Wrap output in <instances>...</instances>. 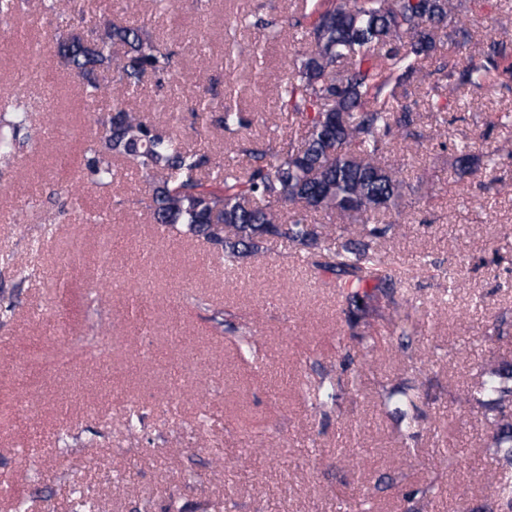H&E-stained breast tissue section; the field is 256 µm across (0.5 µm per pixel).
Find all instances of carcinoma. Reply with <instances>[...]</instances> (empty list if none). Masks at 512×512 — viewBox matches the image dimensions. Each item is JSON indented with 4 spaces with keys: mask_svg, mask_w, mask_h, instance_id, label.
<instances>
[{
    "mask_svg": "<svg viewBox=\"0 0 512 512\" xmlns=\"http://www.w3.org/2000/svg\"><path fill=\"white\" fill-rule=\"evenodd\" d=\"M313 21L305 31L307 49L288 63L280 80V99L287 118L301 130L300 140L279 148L250 144L242 148L248 164L216 166L211 157L184 145L167 125L129 108L124 91L151 75L170 78L175 53L146 36L138 26L108 20L91 30V39L71 31L57 43L60 61L75 68L88 96L106 92L98 81L102 68L113 70L112 109L95 122L81 150V163L102 186L112 184L123 158L156 177L151 186L153 218L179 233L197 237L237 261L251 256L270 239L291 243L316 269L350 277L336 285L346 303L352 326L370 338L385 292L360 286L376 281L389 287L384 261L373 240L395 231L393 224L375 222L395 209L403 181L384 163L387 137L412 125L408 106L399 104L398 89L423 68L447 36L457 0H309ZM502 52L490 46L486 56L465 64H444L439 80L453 88L480 87L512 74L500 67ZM30 103L16 95L0 107V165L15 159L14 141L27 127ZM259 121L231 103L208 112L203 125L237 138ZM300 204L306 211L337 214L349 223L340 229L309 224L305 215L284 217L281 207ZM348 236L332 261L316 260L322 244L333 235ZM315 408L328 415L337 406L334 382L321 379ZM493 412L494 448L500 472L491 487L501 512H512V369H495L479 389L465 395Z\"/></svg>",
    "mask_w": 512,
    "mask_h": 512,
    "instance_id": "1",
    "label": "carcinoma"
}]
</instances>
